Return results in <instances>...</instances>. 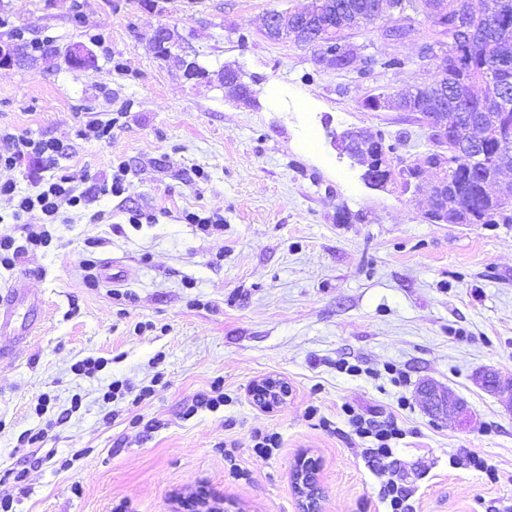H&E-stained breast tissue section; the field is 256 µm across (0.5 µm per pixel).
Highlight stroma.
<instances>
[{
    "label": "stroma",
    "instance_id": "obj_1",
    "mask_svg": "<svg viewBox=\"0 0 512 512\" xmlns=\"http://www.w3.org/2000/svg\"><path fill=\"white\" fill-rule=\"evenodd\" d=\"M310 3L0 0V41L21 31L37 44L0 67V132L66 146L56 163L0 168V182L32 193L63 169L85 195L35 250L27 229L44 215L14 223L0 199V235L24 249L0 268V291L33 278L42 298L17 303L16 323L36 328L0 358L10 512H299L292 469L304 454L323 512H387L391 481L408 489V512H512V412L473 383L486 367L512 379V224L429 223L432 174L414 195L374 189L337 155L329 134L349 128L384 133L404 157L428 147L413 115L361 102L436 79L420 61L431 31L391 42L378 24L350 30L348 43L403 67L320 69L311 48L263 34L268 12ZM161 25L178 36L175 56L151 41ZM76 44L90 67L68 63ZM187 60L205 76H189ZM228 64L255 102L225 97ZM94 122L111 123L110 138L81 137ZM120 161L124 193L101 194ZM134 211L146 223H129ZM188 212L223 225L200 230ZM89 356L102 367L75 374ZM268 375L290 388L270 411L249 393ZM424 379L464 399L471 425L431 415ZM116 380L123 396L104 402ZM217 383L223 405L200 406ZM346 405L402 430L393 468L370 465ZM38 429L41 443H23ZM260 432L277 434L272 454L256 450ZM472 452L499 481L467 464Z\"/></svg>",
    "mask_w": 512,
    "mask_h": 512
}]
</instances>
